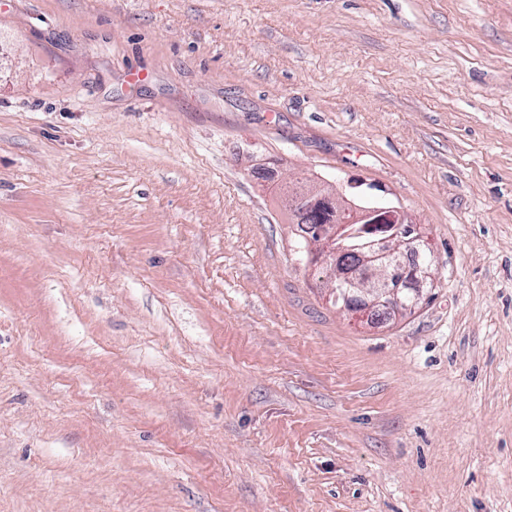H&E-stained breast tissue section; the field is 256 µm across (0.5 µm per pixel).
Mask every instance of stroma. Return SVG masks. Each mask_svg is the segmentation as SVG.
Here are the masks:
<instances>
[{"label": "stroma", "mask_w": 512, "mask_h": 512, "mask_svg": "<svg viewBox=\"0 0 512 512\" xmlns=\"http://www.w3.org/2000/svg\"><path fill=\"white\" fill-rule=\"evenodd\" d=\"M296 177L426 299L340 310ZM0 512H512V0H0ZM366 224H395L391 228L371 230L364 244V259L368 266L379 267L384 277L373 287L363 289V300L366 308H378L386 311L396 308H412L421 301V288H414L411 296L404 294L402 288L403 273L399 263L401 252L390 248V243L397 241L405 250L419 241L415 227L408 224L406 215L397 207L374 206L362 217ZM390 231H392L390 233ZM390 270L389 274H386Z\"/></svg>", "instance_id": "obj_1"}]
</instances>
